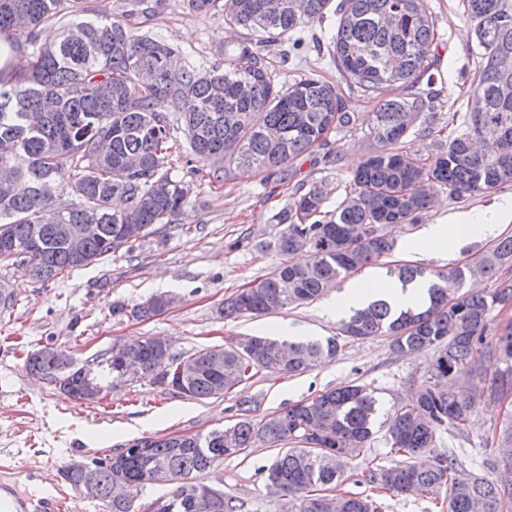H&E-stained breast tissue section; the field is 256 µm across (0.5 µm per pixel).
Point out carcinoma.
Segmentation results:
<instances>
[{
	"instance_id": "obj_1",
	"label": "carcinoma",
	"mask_w": 512,
	"mask_h": 512,
	"mask_svg": "<svg viewBox=\"0 0 512 512\" xmlns=\"http://www.w3.org/2000/svg\"><path fill=\"white\" fill-rule=\"evenodd\" d=\"M86 0H0V35L12 46H33L22 74L0 72V140L19 151L0 156V174L13 179L0 190V241L16 253L7 267L25 264L39 281L109 258L120 248L167 234L170 219L187 202L180 168L182 148L212 165L215 181L241 172L276 173L326 144L332 131L356 127L345 111L341 85L377 99L368 118L378 144L350 174L345 199L326 209L323 187L297 192L274 218L268 242L286 258L277 268L221 303L226 320L270 314L323 297L338 280L393 249L388 228L413 224L432 205V191L449 197L489 194L512 185V0H463L473 30L477 63L465 129L451 130L437 153L423 156L404 145L412 122L435 109L436 96L419 84L431 67L437 39L426 0H224V27L260 38L222 42L224 64L203 69L183 61L159 36L130 26L122 16H87ZM336 26L320 50L336 66L339 83L313 75L285 86L266 54L273 42L326 17ZM58 25L56 40L36 46L39 31ZM397 86L405 94L388 98ZM76 224H98L99 235L71 252L66 239ZM38 228L36 245L30 244ZM395 276L402 290L422 286L421 305L401 308L375 299L325 340L246 336L227 345L175 353L161 337L134 345L115 342L78 367L60 346L27 354V374L77 400L93 385L98 394L130 382L124 361L140 363V380L170 385L194 400L222 398L261 371L305 373L340 351L339 338H391L393 352L434 348L430 376L398 403L384 422L391 452L400 459L370 474L375 488L394 496H444L446 512H512V410L480 444L490 476L465 472L450 449L421 468L411 459L436 447L442 433L464 436L469 416L485 396H512V321L498 323L497 357L477 371L470 361L487 340L494 311L512 308V236L489 254L445 270L404 264ZM493 287L462 291L469 278ZM173 297L155 294L132 307L117 302L112 316L149 320ZM191 363L194 374L177 377ZM240 418L205 435L144 437L126 448L86 459L67 479L87 481L107 512H136L138 492L167 472L170 490L161 512H243L246 504L202 481L226 458L259 447L289 444L268 467L267 488L296 502V512H380L368 496L330 495L346 460L374 436L376 391L350 382L291 404L259 420L258 401L240 400ZM119 458L115 464L113 458Z\"/></svg>"
}]
</instances>
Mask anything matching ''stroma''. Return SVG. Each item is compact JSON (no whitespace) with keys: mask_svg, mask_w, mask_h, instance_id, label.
<instances>
[{"mask_svg":"<svg viewBox=\"0 0 512 512\" xmlns=\"http://www.w3.org/2000/svg\"><path fill=\"white\" fill-rule=\"evenodd\" d=\"M427 2L437 28L433 54L445 60L441 83L430 87L438 96L432 124L435 133L427 135L419 120L406 137L411 150L425 155L435 153L438 129L462 128L476 67L475 36L465 22L463 0ZM87 6L126 15L134 27L152 31L177 47L193 65L207 68L219 60L217 45L226 37L222 9L196 13L186 0H88ZM333 25L329 18L309 24L300 33L298 44L284 50L288 59L277 68L278 82L309 72L337 80L332 61L317 50L318 41L327 38ZM344 102L347 112L357 119L356 130L331 133L324 149L295 160L276 174L249 172L221 185L187 176L188 202L174 216L176 228L168 235L145 238L133 250H118L109 259L48 282L37 281L22 267H0V279L18 293L16 305L0 314V458L21 460L27 466L22 473L0 469V496L24 492V512H38L41 502L54 496L51 479L66 463L127 447L143 437L207 434L235 422L237 402L242 398L256 399L257 414L262 417L357 381L376 389L386 413L410 385L427 377L435 350L402 357L382 337L342 340L336 359L304 374L263 371L252 383L225 397L203 401L183 397L165 385L140 381L115 388L99 403L89 404L42 385L23 368L27 351L51 345L66 347L81 364L108 351L113 342L148 336L166 338L175 351L188 354L203 346L224 344L234 336L324 339L338 334L347 319V312L337 311L336 304L356 282L388 277L394 264L444 269L492 252L494 240L480 238L463 240L450 255L409 253L404 245L448 214L485 215L494 200L512 197V185L463 199L439 195L435 206L422 213L416 224L394 232L390 255L350 274L319 300L257 318L230 321L217 316V306L225 298L281 263L280 254L267 243L274 233V215L298 186L323 184L331 210L343 200L350 172L365 159L372 144L367 118L375 107L374 99L356 91L345 92ZM160 293L176 299L164 314L147 321L113 318V302L132 306ZM276 453V448L263 447L245 458L224 459L203 481L245 502L247 512H287L284 498L267 489V468ZM392 460L384 431H377L364 452L348 461L345 480L336 485V492L371 496L381 512H441L434 500L424 496L395 497L372 490L370 470Z\"/></svg>","mask_w":512,"mask_h":512,"instance_id":"stroma-1","label":"stroma"}]
</instances>
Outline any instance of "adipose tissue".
Wrapping results in <instances>:
<instances>
[{"instance_id":"ef3b65f1","label":"adipose tissue","mask_w":512,"mask_h":512,"mask_svg":"<svg viewBox=\"0 0 512 512\" xmlns=\"http://www.w3.org/2000/svg\"><path fill=\"white\" fill-rule=\"evenodd\" d=\"M512 224V200L497 203L489 219H473L460 214L449 216L448 220L429 225L417 239L406 243L411 252H452L454 245L465 238L480 236L497 237L508 225ZM376 297L396 300L403 305H414L421 299L417 288L401 289L393 280L381 279L374 282H361L353 286L343 296L340 305L350 309Z\"/></svg>"}]
</instances>
